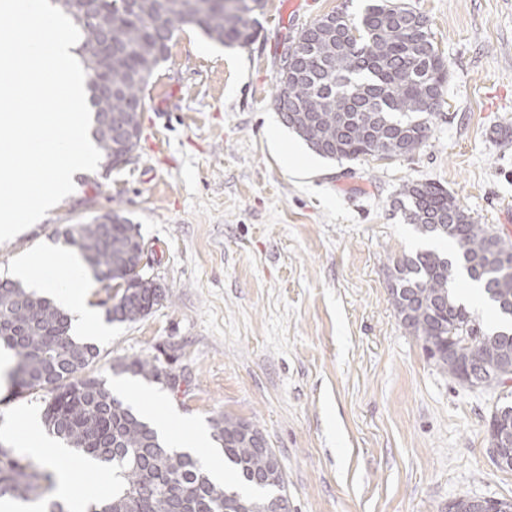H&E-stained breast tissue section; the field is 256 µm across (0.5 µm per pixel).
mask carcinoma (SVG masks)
<instances>
[{
  "instance_id": "1",
  "label": "carcinoma",
  "mask_w": 512,
  "mask_h": 512,
  "mask_svg": "<svg viewBox=\"0 0 512 512\" xmlns=\"http://www.w3.org/2000/svg\"><path fill=\"white\" fill-rule=\"evenodd\" d=\"M263 0H51L80 31L76 53L85 71L91 136L109 170L138 146L144 93L179 27L192 24L226 45L256 34ZM426 17L404 0H368L359 21L336 13L337 37H320L312 23L285 47L293 65L275 78V109L282 122L317 155L407 157L429 138V117L441 110L448 69ZM405 219L448 239L455 254L423 250L394 265L392 304L409 333L442 373L459 380L468 368L493 369L512 357V329L485 325L454 292L458 269L479 285L499 312L512 317V243L491 225L476 224L448 190L407 183L396 198ZM109 224H73L64 243L76 248L96 279L122 288L119 317L135 322L160 304L137 267L144 244L131 220L113 210ZM69 318L56 304L9 281L0 288V345L13 353L12 384L44 393L48 430L115 468L112 494L89 512H275L287 496L286 475L269 480L272 448L262 432L224 414L212 419V438L238 484L269 491L243 496L213 480L200 461L165 447L156 430L118 400L91 372L99 357L92 343L74 340ZM135 377L179 389V375L155 361L121 365ZM512 429V405L495 406L488 432ZM51 474L0 443V498L42 502V512H70L45 497Z\"/></svg>"
}]
</instances>
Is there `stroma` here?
<instances>
[{
    "label": "stroma",
    "mask_w": 512,
    "mask_h": 512,
    "mask_svg": "<svg viewBox=\"0 0 512 512\" xmlns=\"http://www.w3.org/2000/svg\"><path fill=\"white\" fill-rule=\"evenodd\" d=\"M429 20L448 65L444 104L411 157L328 160L283 125L274 77L288 42L323 15L365 0H265L249 44L176 31L156 69L130 160L74 174L75 190L0 243V280L32 251L60 248L67 225L112 210L149 248L165 298L135 322L109 320L116 290L86 301L105 335L94 375L156 360L178 391L134 378L132 400L160 395L174 421H252L288 480V512H448L461 497L512 500V471L489 457L487 423L512 383L470 389L436 368L391 303L390 273L421 249L448 252L393 207L401 185L447 189L475 223L512 242V0H407ZM296 147L281 159L272 132ZM38 395L0 384L7 422L40 413Z\"/></svg>",
    "instance_id": "35a3bbf8"
}]
</instances>
